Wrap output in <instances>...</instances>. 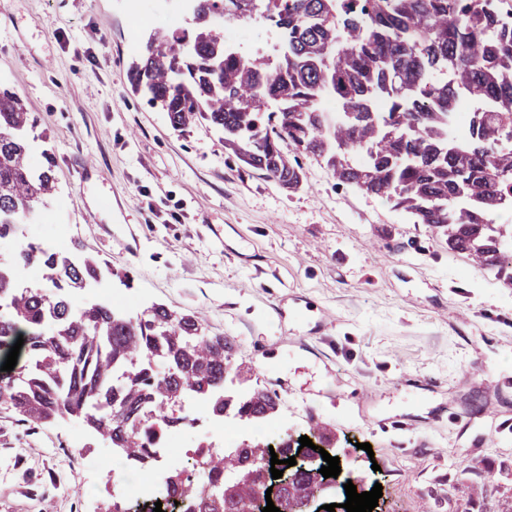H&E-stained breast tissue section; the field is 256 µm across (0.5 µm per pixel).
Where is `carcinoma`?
Wrapping results in <instances>:
<instances>
[{
  "label": "carcinoma",
  "mask_w": 512,
  "mask_h": 512,
  "mask_svg": "<svg viewBox=\"0 0 512 512\" xmlns=\"http://www.w3.org/2000/svg\"><path fill=\"white\" fill-rule=\"evenodd\" d=\"M237 1L250 2L196 0L188 27L150 30L129 69L133 91L176 131L208 121L224 132L225 149L286 191L303 183L299 155L320 158L337 184L443 230L450 248L511 288L504 240L512 225L493 218L512 206V149L500 145L512 135V26L496 0H255L236 15ZM219 15L229 24L262 19L278 34L276 59L226 47ZM324 96L336 101L333 119L319 109ZM461 98L475 108L458 138L448 122ZM36 122L17 94L0 90V239L55 198L52 157L35 158L28 138ZM28 263L42 269L48 290L18 286L15 269ZM103 273L98 260L32 240L0 263L1 364L24 339L22 365L0 372V401L22 421L81 416L94 437L145 465L151 439L142 420L150 414L170 432L189 425L169 412L186 394L214 417L275 414L267 389L242 397L226 387L229 375L242 376L233 344L205 335L198 316L161 304L136 319L105 300L78 306L75 295ZM269 453L254 441L199 453L208 490L189 488L184 500L193 512H255ZM320 481L300 473L283 489L280 512H300L299 498Z\"/></svg>",
  "instance_id": "carcinoma-1"
}]
</instances>
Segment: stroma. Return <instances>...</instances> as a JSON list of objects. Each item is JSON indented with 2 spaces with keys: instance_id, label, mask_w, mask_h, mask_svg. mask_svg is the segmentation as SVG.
I'll use <instances>...</instances> for the list:
<instances>
[{
  "instance_id": "stroma-1",
  "label": "stroma",
  "mask_w": 512,
  "mask_h": 512,
  "mask_svg": "<svg viewBox=\"0 0 512 512\" xmlns=\"http://www.w3.org/2000/svg\"><path fill=\"white\" fill-rule=\"evenodd\" d=\"M157 8L140 25L128 0H0V84L36 114L62 202L37 234L106 263L128 316L161 303L232 340L278 397L264 442L326 427L354 475L381 484L375 512H512V288L313 157L289 192L209 124L172 129L128 80L144 35L168 24V0ZM83 426L35 427L0 403V512L105 498L88 470L109 465L105 442L55 448Z\"/></svg>"
}]
</instances>
